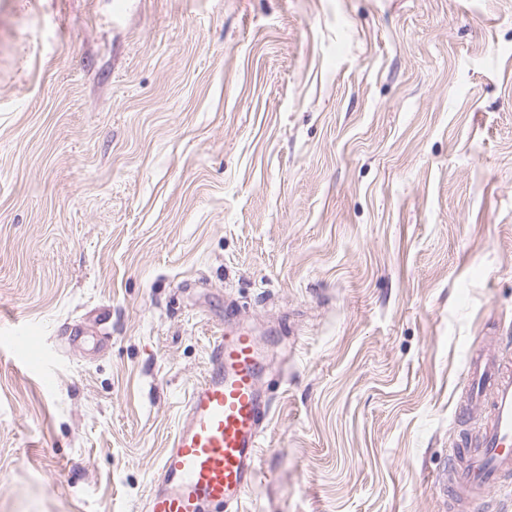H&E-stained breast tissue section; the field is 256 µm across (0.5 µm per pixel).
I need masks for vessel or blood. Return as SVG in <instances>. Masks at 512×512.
Segmentation results:
<instances>
[{
  "mask_svg": "<svg viewBox=\"0 0 512 512\" xmlns=\"http://www.w3.org/2000/svg\"><path fill=\"white\" fill-rule=\"evenodd\" d=\"M256 338L246 328L215 337L204 375L187 395L177 429L162 454L147 512H217L241 504L259 479L260 421L269 408ZM462 412L476 437L450 452L438 484L453 512H478L492 496L512 494V359L494 347L468 359Z\"/></svg>",
  "mask_w": 512,
  "mask_h": 512,
  "instance_id": "obj_1",
  "label": "vessel or blood"
}]
</instances>
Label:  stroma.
Returning a JSON list of instances; mask_svg holds the SVG:
<instances>
[{
    "label": "stroma",
    "mask_w": 512,
    "mask_h": 512,
    "mask_svg": "<svg viewBox=\"0 0 512 512\" xmlns=\"http://www.w3.org/2000/svg\"><path fill=\"white\" fill-rule=\"evenodd\" d=\"M230 325L243 512H446L512 351V0H0V512H146Z\"/></svg>",
    "instance_id": "obj_1"
}]
</instances>
